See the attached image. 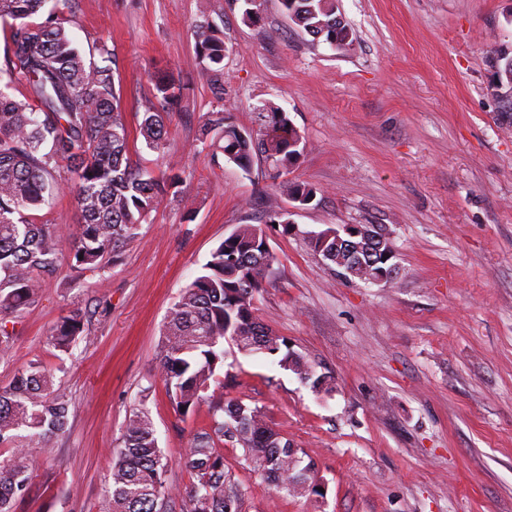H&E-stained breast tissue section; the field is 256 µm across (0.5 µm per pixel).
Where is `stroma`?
Segmentation results:
<instances>
[{"label": "stroma", "mask_w": 512, "mask_h": 512, "mask_svg": "<svg viewBox=\"0 0 512 512\" xmlns=\"http://www.w3.org/2000/svg\"><path fill=\"white\" fill-rule=\"evenodd\" d=\"M253 9L249 25L241 0H210L226 46L219 96L195 53L199 0H69L85 57L102 40L116 55L129 125L155 75L191 85L164 151H140L143 166L185 180L101 278L62 264L38 281L33 306L6 316L0 387L38 361L71 403L66 433L32 453L17 512H99L139 406L170 459L169 512H182L194 478L180 458L208 408L173 410L162 328L211 251L273 208L300 232L268 228L275 262L256 314L333 390L314 393L265 354L231 346V376L208 398L260 407L323 492L279 497L228 442L240 512H512V94L496 89L492 67L495 53H512V0H339L352 42L336 50L299 32L278 0ZM264 100L303 137L289 177L316 188L308 205L281 196L263 161L246 174L199 140L214 112L258 130ZM341 224L389 233L392 283L345 279L312 251L305 232ZM74 307L90 322L65 355L47 336Z\"/></svg>", "instance_id": "obj_1"}]
</instances>
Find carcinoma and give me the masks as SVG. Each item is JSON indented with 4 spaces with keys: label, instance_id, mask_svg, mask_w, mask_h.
<instances>
[{
    "label": "carcinoma",
    "instance_id": "obj_1",
    "mask_svg": "<svg viewBox=\"0 0 512 512\" xmlns=\"http://www.w3.org/2000/svg\"><path fill=\"white\" fill-rule=\"evenodd\" d=\"M48 0H0V22L9 38L0 73L23 87L21 98L0 89V314L19 313L34 304L36 280L59 269L56 225L36 221L32 212L51 207L62 191L74 200L80 223L70 252L71 266L93 275L139 234L142 222L160 198L183 183L178 173L155 174L132 160L130 131L121 87L116 85V56L102 42L100 62L88 61L67 31L69 18ZM288 19L303 33L328 43L336 33V0H279ZM196 22V53L201 70L224 89V39L214 34L206 11ZM498 88L512 90V56L499 53ZM187 87L168 75L157 78L153 94L140 103L139 135L147 149L164 150L172 107ZM257 133L214 112L202 130L212 154L222 155L245 174L263 160L285 174L301 155L300 132L288 113L265 102ZM279 192L305 206L316 188L285 179ZM363 228L381 238L345 234L336 229L307 233L312 250L346 278L361 282L380 271L397 269L396 250L381 229ZM274 262L263 227L238 225L210 254L202 272L184 288L164 325L159 362L166 394L177 413L188 415L206 399V392L224 371V342L235 339L244 354L263 353L314 390L331 389L329 380L294 352L256 315L255 301ZM88 325L79 307L61 317L49 342L67 353ZM69 402L55 389V375L31 362L0 389V444L13 443L0 461V512H15L18 494L30 479L31 445L50 451L48 442L66 432ZM242 447L246 464L267 473L276 493H318L313 478L300 468L298 450L269 425L264 412L241 401L218 402L209 421L195 436L184 458L195 478L187 492L186 512H239L242 492L224 468L217 445L224 440ZM123 448L113 456L112 489L101 512H167L171 488L170 459L159 447L149 413L129 416Z\"/></svg>",
    "mask_w": 512,
    "mask_h": 512
}]
</instances>
